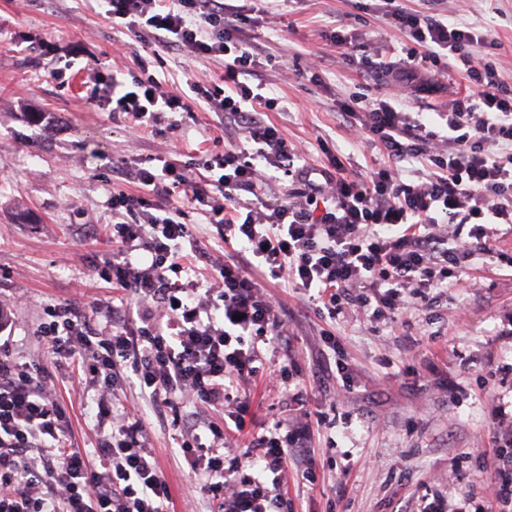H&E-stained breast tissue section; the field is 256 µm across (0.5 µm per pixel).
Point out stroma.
Wrapping results in <instances>:
<instances>
[{
  "label": "stroma",
  "mask_w": 512,
  "mask_h": 512,
  "mask_svg": "<svg viewBox=\"0 0 512 512\" xmlns=\"http://www.w3.org/2000/svg\"><path fill=\"white\" fill-rule=\"evenodd\" d=\"M435 9L492 34L496 47L479 48L477 57L512 90V0L462 6L437 0ZM244 29L263 45V93L275 100L268 117L303 148L307 163L327 166L330 148L350 172L383 165L378 148L355 140L338 119L340 102L380 93L364 60H388L407 42L379 0H290L285 14L248 20ZM337 32L353 36L357 62L337 54L331 42ZM21 35L35 38L38 48L19 50L14 40ZM118 49L130 69L137 57L151 55L141 37L113 29L87 0H0V304L11 310L5 349L23 361L51 362L35 334L47 303L112 293L95 275L112 245L89 228L112 221L113 160L151 167L177 145L198 163L240 141L234 130L219 134L204 111L177 115L176 126L164 122L148 132L94 107L88 76ZM69 60L74 66L64 77H49V69ZM149 71L183 87L214 82L221 67L167 54ZM442 83L443 90L413 106L424 120L473 88L453 70ZM495 246L505 260L476 261L463 273L461 288L396 332L358 313L322 323L294 290L271 283L288 329L280 356L292 362V376L287 388L258 381L246 393L258 422L284 418L304 429L307 452L288 462L292 512H416L425 483L449 504L465 502L467 512H481L491 500L496 473L475 449L512 439V431L496 428L512 418L511 227L501 226ZM323 328L333 334L336 356L354 382L340 403L333 399L336 379ZM127 398L151 432L177 512L191 500L198 512H210L209 503L196 499V481L177 452L170 419L136 392ZM308 410L322 412L323 421L305 418ZM309 467L316 472L311 483L301 477Z\"/></svg>",
  "instance_id": "stroma-1"
}]
</instances>
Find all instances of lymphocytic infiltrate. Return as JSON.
Segmentation results:
<instances>
[{
	"label": "lymphocytic infiltrate",
	"mask_w": 512,
	"mask_h": 512,
	"mask_svg": "<svg viewBox=\"0 0 512 512\" xmlns=\"http://www.w3.org/2000/svg\"><path fill=\"white\" fill-rule=\"evenodd\" d=\"M382 2L412 46L399 61L371 64L380 97L340 106L343 126L387 157L363 176L335 156L313 172L267 118L260 47L224 0H97L113 27L222 65L217 82L185 92L164 89L147 64L128 82L104 60L93 75L98 109L147 130L162 113L203 108L244 141L199 164L172 158L150 170L113 160V173L141 187L112 189V260L98 270L125 303L49 305L38 329L52 367L0 350V512H169L150 432L121 400L129 389L159 412L176 398L193 404L172 425L199 495L217 512H288V457L304 435L280 420L258 427L240 395L263 353L288 342L266 279L291 286L319 319L359 307L385 320L447 296L460 271L493 254V225L512 224V93L478 68L481 33ZM448 56L476 89L453 99L432 129L405 107L437 91L431 68ZM409 159L419 174L405 176ZM189 208L237 250L202 246L184 222ZM199 262L209 276L195 275ZM70 367L77 395L96 390L88 450L73 447L69 410L48 382L50 369ZM201 408L227 410L233 432L202 421Z\"/></svg>",
	"instance_id": "1"
}]
</instances>
